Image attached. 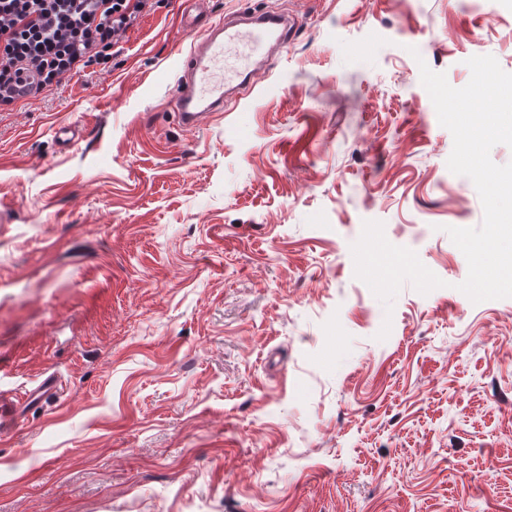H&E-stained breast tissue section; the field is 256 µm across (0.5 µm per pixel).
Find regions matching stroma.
Wrapping results in <instances>:
<instances>
[{
	"mask_svg": "<svg viewBox=\"0 0 512 512\" xmlns=\"http://www.w3.org/2000/svg\"><path fill=\"white\" fill-rule=\"evenodd\" d=\"M184 8L0 105V390L63 385L0 424V512H512V298L458 289L483 205L420 80L512 73V0H207L301 24L193 130ZM367 220L443 287L385 310ZM60 382L55 376H46L33 389L23 393L22 402L26 407H39L58 395Z\"/></svg>",
	"mask_w": 512,
	"mask_h": 512,
	"instance_id": "1",
	"label": "stroma"
}]
</instances>
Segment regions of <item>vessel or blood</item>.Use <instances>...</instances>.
<instances>
[{
	"instance_id": "1",
	"label": "vessel or blood",
	"mask_w": 512,
	"mask_h": 512,
	"mask_svg": "<svg viewBox=\"0 0 512 512\" xmlns=\"http://www.w3.org/2000/svg\"><path fill=\"white\" fill-rule=\"evenodd\" d=\"M180 25L193 41L180 64L169 107L179 124L190 128L223 111L229 91L253 83L262 62L287 42L298 20L289 14L247 9L215 18L188 9L182 12ZM59 391L58 378L49 375L26 391L22 401L39 407Z\"/></svg>"
}]
</instances>
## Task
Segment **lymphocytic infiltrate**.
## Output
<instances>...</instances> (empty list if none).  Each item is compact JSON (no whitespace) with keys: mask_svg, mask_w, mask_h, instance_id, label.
I'll return each mask as SVG.
<instances>
[{"mask_svg":"<svg viewBox=\"0 0 512 512\" xmlns=\"http://www.w3.org/2000/svg\"><path fill=\"white\" fill-rule=\"evenodd\" d=\"M159 0H0V104L33 77L52 93L73 74L107 64Z\"/></svg>","mask_w":512,"mask_h":512,"instance_id":"obj_1","label":"lymphocytic infiltrate"}]
</instances>
